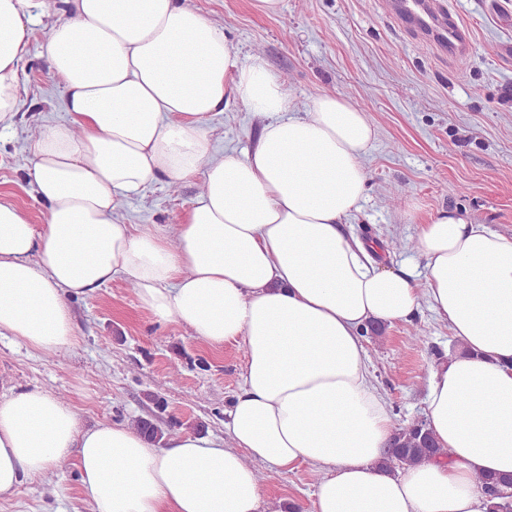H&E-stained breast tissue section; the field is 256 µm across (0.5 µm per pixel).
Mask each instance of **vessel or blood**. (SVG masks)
<instances>
[{
    "mask_svg": "<svg viewBox=\"0 0 512 512\" xmlns=\"http://www.w3.org/2000/svg\"><path fill=\"white\" fill-rule=\"evenodd\" d=\"M395 15L406 29L432 38L449 52L462 55L469 48L468 28L453 13L437 7L434 0H396Z\"/></svg>",
    "mask_w": 512,
    "mask_h": 512,
    "instance_id": "b4317fda",
    "label": "vessel or blood"
}]
</instances>
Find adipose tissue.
Listing matches in <instances>:
<instances>
[{"mask_svg": "<svg viewBox=\"0 0 512 512\" xmlns=\"http://www.w3.org/2000/svg\"><path fill=\"white\" fill-rule=\"evenodd\" d=\"M49 73L71 115L27 145L43 226L0 200V336L53 353L77 344L68 299L123 276L157 322L242 345L227 438L166 445L124 423L85 429L44 390L0 396V497L73 457L92 512H266L259 461L321 471L312 512H486L477 474H512V236L440 211L421 225L422 281L342 226L367 192L375 137L334 94L304 115L282 78L243 57L184 0H60ZM44 0H0V128ZM233 102L264 116L245 152L212 155L205 121ZM202 176L175 231L120 223V200ZM427 300L463 347L430 367L425 420L444 457L378 467L395 425L362 329Z\"/></svg>", "mask_w": 512, "mask_h": 512, "instance_id": "obj_1", "label": "adipose tissue"}]
</instances>
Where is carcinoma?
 Returning a JSON list of instances; mask_svg holds the SVG:
<instances>
[{"mask_svg": "<svg viewBox=\"0 0 512 512\" xmlns=\"http://www.w3.org/2000/svg\"><path fill=\"white\" fill-rule=\"evenodd\" d=\"M146 399L153 405L157 415L154 418L134 420V427L147 440L157 443L181 428H200L198 424L184 423L180 420H170L166 426H161L160 419L167 409L166 398L159 391H149L146 393ZM442 455L444 451L434 441L426 421L418 418L395 429L390 439V448L379 460V465L395 472ZM477 481L484 487L490 499L488 512H512V493L504 491V488L512 486V476L508 478L480 475Z\"/></svg>", "mask_w": 512, "mask_h": 512, "instance_id": "carcinoma-1", "label": "carcinoma"}]
</instances>
